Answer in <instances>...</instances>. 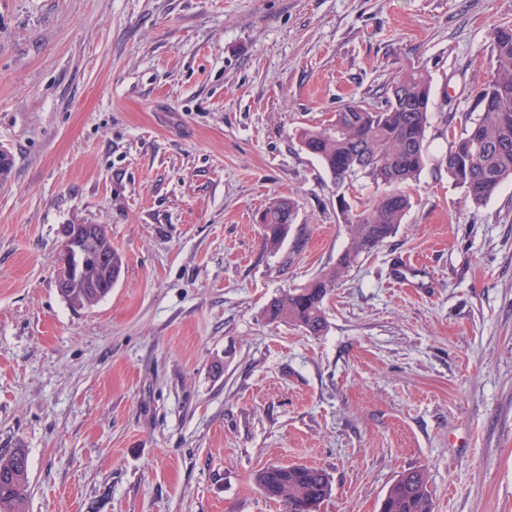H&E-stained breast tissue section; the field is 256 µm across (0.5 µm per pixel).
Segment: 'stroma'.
Wrapping results in <instances>:
<instances>
[{"label": "stroma", "instance_id": "stroma-1", "mask_svg": "<svg viewBox=\"0 0 512 512\" xmlns=\"http://www.w3.org/2000/svg\"><path fill=\"white\" fill-rule=\"evenodd\" d=\"M507 21L512 0H0V452L28 450L26 512H286L254 475L289 464L329 475L319 512H378L409 469L434 512H512V179L473 207L439 166ZM414 68L410 211L325 331L268 322L348 245L298 130ZM69 224L124 258L80 310ZM293 208L286 199H275L263 213V239L267 245L276 247L288 233L292 223Z\"/></svg>", "mask_w": 512, "mask_h": 512}]
</instances>
